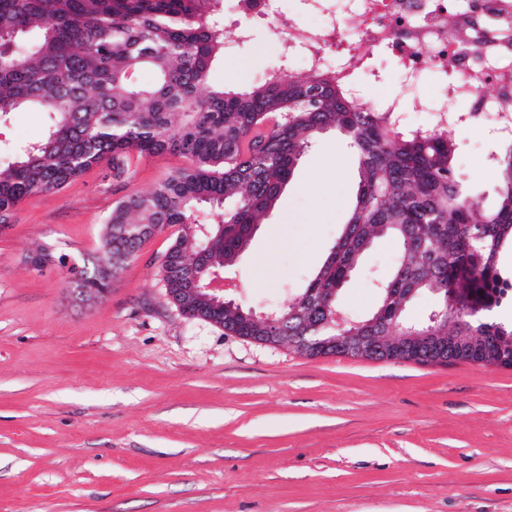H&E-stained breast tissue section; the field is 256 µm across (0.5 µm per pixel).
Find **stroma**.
<instances>
[{
    "mask_svg": "<svg viewBox=\"0 0 512 512\" xmlns=\"http://www.w3.org/2000/svg\"><path fill=\"white\" fill-rule=\"evenodd\" d=\"M229 48L214 85L259 81L279 63L264 22ZM359 102L401 92L379 51L355 77ZM47 113L0 122V156L41 140ZM455 172L493 207L485 169L501 142L452 129ZM131 157L35 194L0 228V512H512V369L345 356L309 358L183 317L159 266L172 237L147 241L97 302L66 271L31 268L38 246L94 255L125 197L184 166ZM359 175L347 140L320 135L230 270V297L287 307L328 257ZM393 243L377 242L340 294L352 316L378 301Z\"/></svg>",
    "mask_w": 512,
    "mask_h": 512,
    "instance_id": "1",
    "label": "stroma"
}]
</instances>
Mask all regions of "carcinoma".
<instances>
[{
	"instance_id": "1",
	"label": "carcinoma",
	"mask_w": 512,
	"mask_h": 512,
	"mask_svg": "<svg viewBox=\"0 0 512 512\" xmlns=\"http://www.w3.org/2000/svg\"><path fill=\"white\" fill-rule=\"evenodd\" d=\"M221 0H0V122L36 108L50 114L43 140L0 160V224L28 196L63 189L94 164L126 173L127 158L169 154L188 164L152 190L134 193L103 225L101 255L70 258L42 246L27 256L35 269L61 266L72 288H104L133 261L153 231L176 228L160 264L165 296L186 304L184 289L204 268L224 271L247 250L277 203L306 148L335 130L354 149L359 183L336 244L283 313L284 331H264L229 309L190 308L234 336H262L307 357L342 354L333 338L350 331L332 319L339 290L379 238L397 254L377 284L379 303L358 320L361 336H390L402 326L423 332L430 319L408 318L424 294L439 333L467 326L475 345L440 364L512 368V324L495 311L512 292L499 257L512 250V144L500 154L495 207L453 171L455 146L442 125L409 128L396 112L355 102L332 68L298 74L281 63L257 83L213 86L224 56ZM137 72L150 75L134 82ZM216 218L210 236L194 211ZM311 338L315 350L299 348Z\"/></svg>"
}]
</instances>
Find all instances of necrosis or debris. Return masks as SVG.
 Instances as JSON below:
<instances>
[{
	"label": "necrosis or debris",
	"mask_w": 512,
	"mask_h": 512,
	"mask_svg": "<svg viewBox=\"0 0 512 512\" xmlns=\"http://www.w3.org/2000/svg\"><path fill=\"white\" fill-rule=\"evenodd\" d=\"M240 23L270 21L283 53H301L308 68L335 65L352 81L377 50H389L406 83L437 74L444 103L431 118L447 125L482 124L512 139V0H352L359 24L309 26L275 11L271 0H235ZM450 100L471 112L448 110Z\"/></svg>",
	"instance_id": "4bbe7bcc"
}]
</instances>
